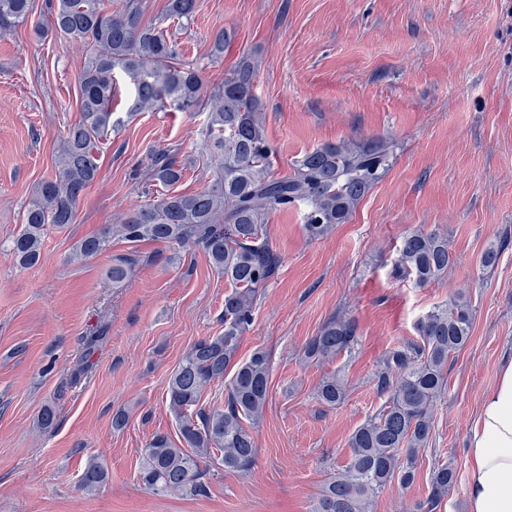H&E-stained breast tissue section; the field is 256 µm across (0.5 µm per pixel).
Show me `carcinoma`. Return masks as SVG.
I'll use <instances>...</instances> for the list:
<instances>
[{
    "instance_id": "1",
    "label": "carcinoma",
    "mask_w": 512,
    "mask_h": 512,
    "mask_svg": "<svg viewBox=\"0 0 512 512\" xmlns=\"http://www.w3.org/2000/svg\"><path fill=\"white\" fill-rule=\"evenodd\" d=\"M167 16L190 22L198 0H167ZM32 0H0V36L32 19ZM142 0H48L38 31L76 40L90 50L80 77L79 119L60 142L54 176L38 183L12 240L19 262L40 259L46 227L64 229L74 223L82 193L100 172V151L117 122L110 102L114 73L124 72L135 86L132 112L172 104L184 112H207L212 150L207 154L213 178L191 194L175 193L185 165L166 151L148 165L149 181L164 193L126 215L117 226L129 242L151 241L172 247H201L213 268L230 285L224 294V333L197 340L167 383L170 413L179 426V447L166 433H155L142 451L141 482L158 492L203 497L207 473L247 472L257 448L249 424L263 415L268 401L269 361L256 350L247 360L237 354L253 322L259 291L278 273L282 259L264 230L276 210L304 206V229L313 239L328 235L349 221L359 202L387 175L396 144L384 137L325 143L306 152L285 177L270 174L272 154L262 104L254 93L257 61L241 58L236 68L212 88L201 70L180 59L173 42L154 25L143 23ZM109 237H87L75 246V257L86 259L107 250ZM137 259H116L109 270L112 286L124 283ZM455 257L448 236L436 229H416L403 236L393 274L423 287L448 273ZM473 315L460 296L426 312L416 322L419 341L388 351L374 373L381 410L358 426L348 440L349 462L323 488L312 512H368L371 501L396 484L410 487L417 461L434 428L433 410L447 389L450 355L469 341ZM359 343L355 320L329 319L305 346L308 359H334ZM227 381L224 405L200 406L206 388ZM345 397L341 377L332 373L320 382L317 400L334 407ZM107 471L90 459L80 483L94 491ZM449 463L436 467L428 494L415 512H436L456 484Z\"/></svg>"
}]
</instances>
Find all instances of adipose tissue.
<instances>
[{
    "mask_svg": "<svg viewBox=\"0 0 512 512\" xmlns=\"http://www.w3.org/2000/svg\"><path fill=\"white\" fill-rule=\"evenodd\" d=\"M468 512H512V353L498 362L469 427Z\"/></svg>",
    "mask_w": 512,
    "mask_h": 512,
    "instance_id": "1",
    "label": "adipose tissue"
}]
</instances>
